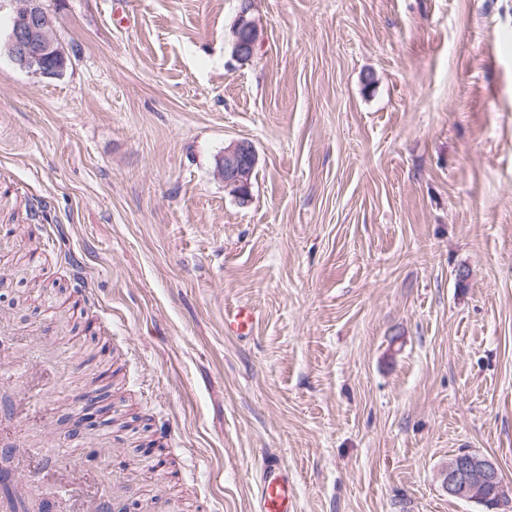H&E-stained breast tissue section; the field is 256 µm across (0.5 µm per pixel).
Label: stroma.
Listing matches in <instances>:
<instances>
[{"mask_svg": "<svg viewBox=\"0 0 512 512\" xmlns=\"http://www.w3.org/2000/svg\"><path fill=\"white\" fill-rule=\"evenodd\" d=\"M45 6L61 76L0 48V225H31L0 242V423L41 335L19 443L50 472L124 456L117 510L257 512L274 457L297 512H486L440 472L473 449L512 484V0H252L245 61L240 0ZM241 139L244 204L216 175ZM48 226L40 292L16 264ZM94 373L135 431L72 435ZM249 11L250 3L247 2L240 11L239 17L232 29L234 54L236 57H250L255 49L257 38H253L250 20L247 18ZM259 319V314L253 307L242 306L234 310L224 319V331L230 336L243 339L251 336Z\"/></svg>", "mask_w": 512, "mask_h": 512, "instance_id": "35a3bbf8", "label": "stroma"}]
</instances>
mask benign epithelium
Listing matches in <instances>:
<instances>
[{
  "label": "benign epithelium",
  "mask_w": 512,
  "mask_h": 512,
  "mask_svg": "<svg viewBox=\"0 0 512 512\" xmlns=\"http://www.w3.org/2000/svg\"><path fill=\"white\" fill-rule=\"evenodd\" d=\"M13 22L6 50L21 69L42 77H55L66 67V54L52 35L54 18L44 0H11ZM245 4L232 29L234 54H253V38ZM257 163L253 144L238 140L224 148L217 175L233 189L249 183V175ZM441 486L449 497L474 503L488 501L497 512H512V486L491 458L474 450H463L448 459L440 473Z\"/></svg>",
  "instance_id": "benign-epithelium-1"
}]
</instances>
